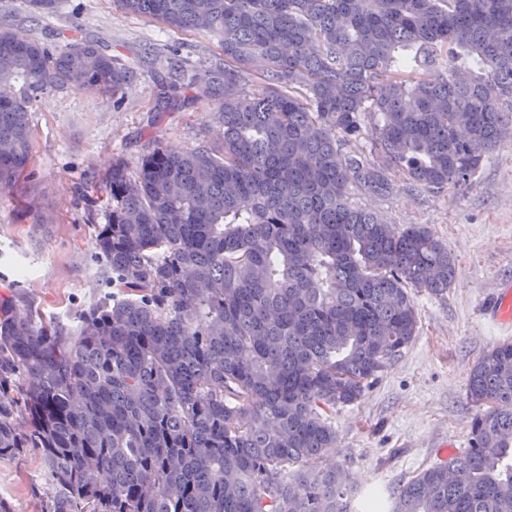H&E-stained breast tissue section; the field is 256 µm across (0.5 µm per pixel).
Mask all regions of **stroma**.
<instances>
[{
    "mask_svg": "<svg viewBox=\"0 0 512 512\" xmlns=\"http://www.w3.org/2000/svg\"><path fill=\"white\" fill-rule=\"evenodd\" d=\"M27 16L26 0H0V22L20 36L54 49L81 31L132 74L113 100L52 90L32 114L27 169L12 189L0 191V299L71 336L82 314L111 291L95 248L103 211L85 204L79 187L104 179L115 162L136 168L158 144L177 152L219 141L212 100L165 107L157 93L174 75L172 62L199 76L222 49L218 34L172 30L125 14L113 0H60L39 23ZM357 202L389 224L428 225L457 268L447 293L416 294L412 343L360 402L331 415L338 440L325 462L346 470L351 510L363 512L371 494L388 496L440 463L441 448H467L478 411L467 396L468 373L488 348L512 342V322L490 320L487 312L500 286L512 284V137L487 155L470 184L433 195L408 190L399 175L391 194ZM55 496L33 455L0 460V500L9 512H50Z\"/></svg>",
    "mask_w": 512,
    "mask_h": 512,
    "instance_id": "stroma-1",
    "label": "stroma"
}]
</instances>
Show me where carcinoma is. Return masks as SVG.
Wrapping results in <instances>:
<instances>
[{
  "label": "carcinoma",
  "mask_w": 512,
  "mask_h": 512,
  "mask_svg": "<svg viewBox=\"0 0 512 512\" xmlns=\"http://www.w3.org/2000/svg\"><path fill=\"white\" fill-rule=\"evenodd\" d=\"M115 2L220 34L208 83L160 99H213L223 138L82 187L115 292L75 335L0 301V459L39 457L52 512H350L343 470L320 465L329 412L417 336L412 291L456 275L426 225L355 198L389 195L397 170L420 192L468 184L512 133V0ZM57 3L28 0L29 19ZM128 77L78 31L52 51L1 26L0 189L30 160L35 104ZM467 390L487 406L469 447L380 512H512V342Z\"/></svg>",
  "instance_id": "carcinoma-1"
}]
</instances>
